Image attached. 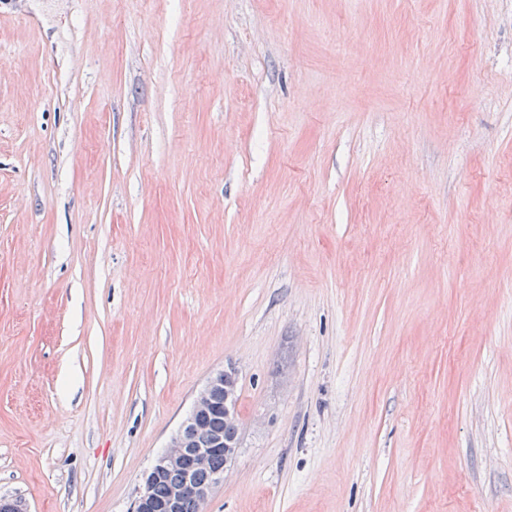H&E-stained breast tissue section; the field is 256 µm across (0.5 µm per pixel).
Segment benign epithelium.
I'll return each instance as SVG.
<instances>
[{"label":"benign epithelium","instance_id":"obj_1","mask_svg":"<svg viewBox=\"0 0 512 512\" xmlns=\"http://www.w3.org/2000/svg\"><path fill=\"white\" fill-rule=\"evenodd\" d=\"M235 380L236 371L232 367L218 372L209 380L196 397L193 408L179 433L147 472L144 487L135 499L131 512H180L186 491H193L203 502L214 484L224 479V472L234 463L238 443L226 440L220 435L211 436L203 441L201 436L207 433L209 422L217 413L224 416V421L237 423ZM218 391L224 392V403L221 406L214 404L213 396ZM220 449L224 451V470L212 473L207 483H196L195 474L206 468L210 455ZM170 470L180 472L183 480L170 488L165 500L158 502L152 496L153 483L161 474Z\"/></svg>","mask_w":512,"mask_h":512}]
</instances>
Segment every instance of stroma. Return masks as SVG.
<instances>
[{"label": "stroma", "instance_id": "1", "mask_svg": "<svg viewBox=\"0 0 512 512\" xmlns=\"http://www.w3.org/2000/svg\"><path fill=\"white\" fill-rule=\"evenodd\" d=\"M512 512V0H0V497ZM235 380L236 371L232 367L218 372L209 380L206 387L196 397L193 408L179 433L172 439L165 453L155 461L147 472L144 487L135 499L131 512L201 511V504L208 497L214 484L224 479V474L231 468L237 454L238 443L234 440H224V438L236 437L238 441V429L226 423H237ZM223 390L224 393L218 392L213 399L217 391ZM222 403L223 405L219 406ZM217 413H221L224 418L213 417ZM206 433L224 436L214 435L202 441L200 437ZM220 449L224 452L214 453L209 461L208 469L198 475L199 483L208 480L209 482L196 483L195 474L206 468L210 455ZM170 470L179 472H170L160 476ZM217 470L224 471L212 473ZM180 473L183 475L181 483ZM157 478L159 479L153 486ZM152 486L153 494L158 500L164 499L168 494L167 498L164 501H156L152 496ZM187 490L193 491L202 502L188 493L182 503Z\"/></svg>", "mask_w": 512, "mask_h": 512}]
</instances>
